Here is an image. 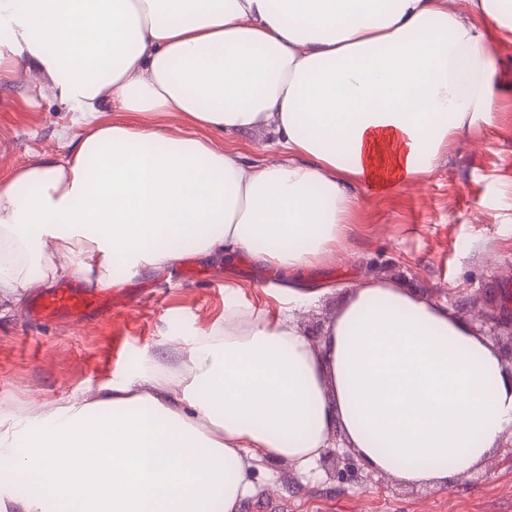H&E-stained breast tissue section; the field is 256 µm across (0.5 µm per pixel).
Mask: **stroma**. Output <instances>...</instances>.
<instances>
[{
	"instance_id": "obj_1",
	"label": "stroma",
	"mask_w": 512,
	"mask_h": 512,
	"mask_svg": "<svg viewBox=\"0 0 512 512\" xmlns=\"http://www.w3.org/2000/svg\"><path fill=\"white\" fill-rule=\"evenodd\" d=\"M495 65L503 83L490 123L478 124L444 154L427 180L387 190H364L353 230L315 267L334 295L301 314L318 340L344 294L366 275L389 277L429 298H475L495 305L503 324L473 321L477 335L502 358L512 357V42L502 43ZM31 79L0 81V183L40 157L63 156L68 137L81 133L73 115L52 97L31 99ZM240 286L241 301L271 314L281 270L239 253L222 260L186 256L133 280L139 308L100 321L30 324L24 308L0 303V409L22 414L60 404L108 383L136 376L150 363L175 371L176 348H189L224 312V281ZM255 492L241 512H512V450L493 449L474 469L448 485H408L353 466L321 465L300 475L283 460L254 462Z\"/></svg>"
}]
</instances>
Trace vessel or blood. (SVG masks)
<instances>
[{"mask_svg":"<svg viewBox=\"0 0 512 512\" xmlns=\"http://www.w3.org/2000/svg\"><path fill=\"white\" fill-rule=\"evenodd\" d=\"M133 297L128 284L122 282L99 290L73 280L63 281L52 287L34 289L24 318L32 324L70 317L78 320L106 317L123 312Z\"/></svg>","mask_w":512,"mask_h":512,"instance_id":"1","label":"vessel or blood"}]
</instances>
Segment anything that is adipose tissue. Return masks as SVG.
<instances>
[{
  "label": "adipose tissue",
  "instance_id": "obj_1",
  "mask_svg": "<svg viewBox=\"0 0 512 512\" xmlns=\"http://www.w3.org/2000/svg\"><path fill=\"white\" fill-rule=\"evenodd\" d=\"M0 0V76L25 72L82 126L0 186V300L73 273L91 288L189 254L290 273L351 228L361 185L432 175L490 122L512 0ZM121 112L140 123L118 120ZM179 117L183 129L161 126ZM268 136L247 162L198 138ZM285 283L266 318L224 283V315L182 373L155 368L32 415L0 412V512H240L257 456L299 472L330 448L446 484L512 431V369L447 303L353 285L318 342Z\"/></svg>",
  "mask_w": 512,
  "mask_h": 512
}]
</instances>
